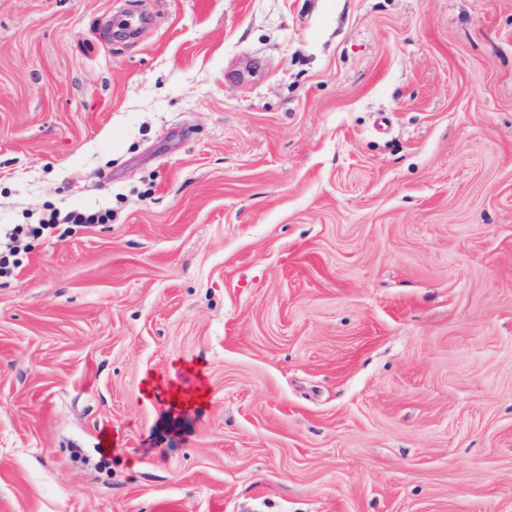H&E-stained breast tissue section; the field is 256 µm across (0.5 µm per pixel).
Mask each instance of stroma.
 I'll return each mask as SVG.
<instances>
[{"instance_id": "obj_1", "label": "stroma", "mask_w": 512, "mask_h": 512, "mask_svg": "<svg viewBox=\"0 0 512 512\" xmlns=\"http://www.w3.org/2000/svg\"><path fill=\"white\" fill-rule=\"evenodd\" d=\"M0 512H512V0H0ZM110 211H99L91 214H70L60 222L58 217L51 215L47 221L40 224L14 225L12 228L0 225V277L11 276L17 268L15 257L20 251L24 238L27 235H55L64 237L68 232V224H106L111 220Z\"/></svg>"}]
</instances>
